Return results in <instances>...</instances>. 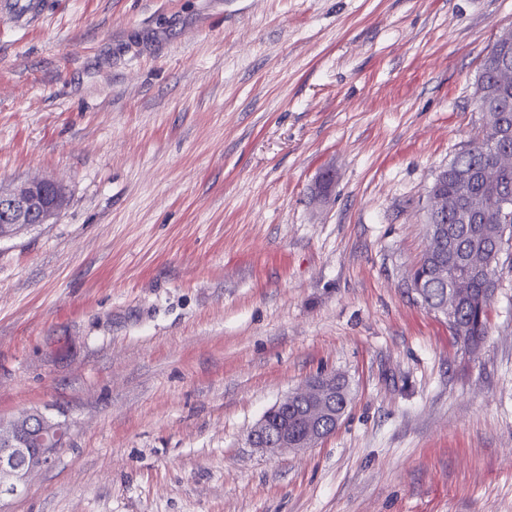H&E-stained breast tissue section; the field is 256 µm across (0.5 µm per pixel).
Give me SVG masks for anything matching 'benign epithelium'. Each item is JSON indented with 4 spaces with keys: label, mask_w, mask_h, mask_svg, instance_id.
I'll return each mask as SVG.
<instances>
[{
    "label": "benign epithelium",
    "mask_w": 512,
    "mask_h": 512,
    "mask_svg": "<svg viewBox=\"0 0 512 512\" xmlns=\"http://www.w3.org/2000/svg\"><path fill=\"white\" fill-rule=\"evenodd\" d=\"M59 185L35 179L9 190L0 189V226L21 230L36 224H46L58 214L63 201L58 196ZM447 210L445 199L435 194L427 196L428 223L436 224ZM466 295L463 283L450 281L448 301L434 312L447 321L454 319L459 300ZM336 391V375H321L309 381L303 395L310 410L319 418L306 422L299 429L297 421L288 418L290 396H285L269 409L251 429L250 444L269 455L284 450L317 447L336 429V407L329 396ZM67 424L33 409L9 421L0 419V503L21 495L29 477L49 465L64 447Z\"/></svg>",
    "instance_id": "1"
}]
</instances>
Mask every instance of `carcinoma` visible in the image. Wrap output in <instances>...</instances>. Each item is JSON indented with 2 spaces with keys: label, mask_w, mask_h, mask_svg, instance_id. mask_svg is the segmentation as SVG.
Wrapping results in <instances>:
<instances>
[{
  "label": "carcinoma",
  "mask_w": 512,
  "mask_h": 512,
  "mask_svg": "<svg viewBox=\"0 0 512 512\" xmlns=\"http://www.w3.org/2000/svg\"><path fill=\"white\" fill-rule=\"evenodd\" d=\"M501 58L495 68L480 64L475 93L477 108L484 118L483 135L460 151L448 163V177L441 191L448 202V240L443 243L430 236L413 273L415 284L424 292L422 304L432 308L446 294L443 270L458 259L468 269H487L468 278L463 298L456 310V336L466 351L473 354L487 334L488 293L496 289L497 260L492 256L494 239L506 234L512 239V219L501 218L497 195L512 196V152L496 147L501 122L512 120V38L497 37L485 55L487 60Z\"/></svg>",
  "instance_id": "carcinoma-1"
}]
</instances>
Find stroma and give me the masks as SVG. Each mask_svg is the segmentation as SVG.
<instances>
[{
  "label": "stroma",
  "instance_id": "35a3bbf8",
  "mask_svg": "<svg viewBox=\"0 0 512 512\" xmlns=\"http://www.w3.org/2000/svg\"><path fill=\"white\" fill-rule=\"evenodd\" d=\"M512 0H10L0 418L65 420L7 512H512V254L465 352L407 283ZM320 445L247 434L321 374ZM58 189L56 183L42 179L27 181L6 191L0 189V217L1 214L3 217L0 238L2 227L18 231L48 223L64 204L59 199ZM350 396L349 383L344 376L321 375L309 381L302 393L310 412L319 418L308 420L302 431L295 419L288 418L290 396H285L269 409L251 429L248 440L254 448L275 456L284 450H300L317 447L336 429V412L342 409V393ZM336 391V407L329 396Z\"/></svg>",
  "mask_w": 512,
  "mask_h": 512
}]
</instances>
